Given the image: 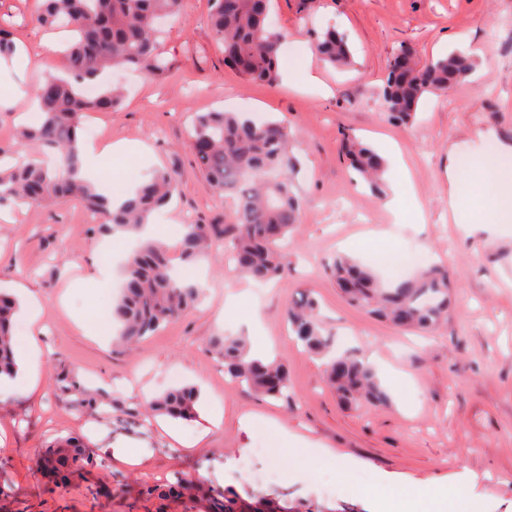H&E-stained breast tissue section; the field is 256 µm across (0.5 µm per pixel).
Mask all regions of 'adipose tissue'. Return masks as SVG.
Listing matches in <instances>:
<instances>
[{"label": "adipose tissue", "instance_id": "1", "mask_svg": "<svg viewBox=\"0 0 512 512\" xmlns=\"http://www.w3.org/2000/svg\"><path fill=\"white\" fill-rule=\"evenodd\" d=\"M493 145L490 157H474L462 161L450 154L448 176V208L455 223L466 231L484 230L490 243L512 236V142L487 132ZM495 167L498 180L494 193H487L483 174Z\"/></svg>", "mask_w": 512, "mask_h": 512}]
</instances>
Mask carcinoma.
<instances>
[{
    "label": "carcinoma",
    "mask_w": 512,
    "mask_h": 512,
    "mask_svg": "<svg viewBox=\"0 0 512 512\" xmlns=\"http://www.w3.org/2000/svg\"><path fill=\"white\" fill-rule=\"evenodd\" d=\"M184 0H45L36 23L66 29L75 37L64 52V75L47 74L39 85V120L22 127L17 139L36 141L50 155L32 158L0 144V207L79 200L99 219L105 232L137 230L154 218L178 191L173 175L163 169L142 178L119 203L95 189L81 175L77 147L81 121L88 112H107L123 100L120 86L88 98L84 89L97 84L106 71L140 70L150 76L169 73L161 56L160 21L182 14ZM211 33L221 46L224 64L247 79L275 85L280 80L276 49L284 34L267 22L270 0H209ZM319 53L334 65L351 63L346 38L327 29L317 40ZM474 59L459 51L422 63L416 52L402 47L391 61L382 96L389 120L412 123L424 94L448 89L469 76ZM197 166L219 194H231L236 206L226 224H187L180 241L183 262L193 261L218 243L229 246L237 273L264 284L279 277L288 263V235L300 219V203L283 172L288 169L290 133L283 123L240 118L238 112H200L190 137ZM347 152L356 171L373 187L383 183L385 161L369 145L352 139ZM331 274L342 297L352 306L396 327L425 333L448 315V274L432 267L416 276L384 286L372 268L342 256ZM120 297L112 316L120 324L117 343L133 346L183 313L199 288L176 271L169 247L161 240L137 241L123 263ZM18 300L0 291V375L17 368L13 351V317ZM299 341L323 356L333 340L323 335L316 300L306 297L288 310ZM230 376L264 397L288 399V370L280 361L246 360L248 343L225 336L215 342ZM326 377L347 406H378L386 402L374 370L349 353L325 365ZM197 391L173 388L150 408L155 413L190 420L196 417ZM91 464L83 441L69 437L45 449L37 465L59 480ZM174 488L195 495L206 512H296L288 500L238 491H215L176 477Z\"/></svg>",
    "instance_id": "cac0c4a2"
}]
</instances>
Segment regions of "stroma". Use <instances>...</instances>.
<instances>
[{
    "mask_svg": "<svg viewBox=\"0 0 512 512\" xmlns=\"http://www.w3.org/2000/svg\"><path fill=\"white\" fill-rule=\"evenodd\" d=\"M208 0H185L182 16L160 39L171 66L166 78L126 75L119 110L95 112L101 144H143L131 161L137 172L166 169L179 183L152 226L177 248L184 216L197 224L222 222L230 198L214 193L189 142L195 113L224 110L284 122L292 136L288 180L301 205L288 242V264L265 285L238 275L209 253L189 269L202 290L196 305L158 334L125 350L118 326L99 316L114 304L121 267L132 240L115 246L77 200L44 207L0 208V288L20 302L35 298L37 375L0 396V512H198L186 496L158 497L152 488L174 476L216 488L233 485L245 448L263 446L260 467L274 468L266 494L320 505L330 512L357 507L389 512L377 490L397 496L412 512H512V238L486 245L485 233L465 235L448 216L449 150L482 153L480 134L512 140V0H276L268 21L286 32L276 85L253 83L223 61L208 25ZM0 27L21 37V52L42 51L45 29L28 0H0ZM344 33L352 63L343 68L316 50L327 28ZM431 61L459 50L475 57L471 75L447 92L425 94L414 123L390 122L382 98L389 62L401 46ZM307 63L315 90L299 91L286 76ZM46 69L14 62L0 72V144H12L34 112L32 91ZM378 152L398 150L409 170L417 206L405 214L386 208L381 192L350 166L347 138ZM381 266L398 255L409 273L437 265L448 273V320L432 333H408L342 300L329 275L337 256L351 252ZM315 298L326 335L337 351L371 362L388 395L386 404L343 406L326 385L323 358L297 342L285 317L300 296ZM95 317L94 329L84 325ZM263 342L266 355L288 368L287 399L263 398L225 374L211 350L214 337ZM76 381L64 388L63 379ZM195 385L199 416L191 422L149 416L148 402L178 384ZM221 406L224 416L200 448L175 441L171 430L193 436ZM252 412L274 425L242 427ZM298 435L285 444L280 431ZM81 437L96 462L52 483L36 459L46 446ZM329 448L335 463L313 455ZM145 455L141 466L117 461L112 449ZM455 494L453 504L430 501L432 481ZM428 500V499H427Z\"/></svg>",
    "mask_w": 512,
    "mask_h": 512,
    "instance_id": "35a3bbf8",
    "label": "stroma"
}]
</instances>
